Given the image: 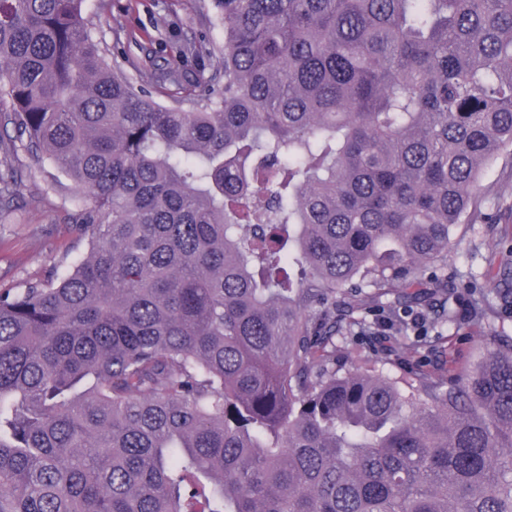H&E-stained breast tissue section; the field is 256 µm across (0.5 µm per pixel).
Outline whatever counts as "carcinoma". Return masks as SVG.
<instances>
[{
	"instance_id": "obj_1",
	"label": "carcinoma",
	"mask_w": 512,
	"mask_h": 512,
	"mask_svg": "<svg viewBox=\"0 0 512 512\" xmlns=\"http://www.w3.org/2000/svg\"><path fill=\"white\" fill-rule=\"evenodd\" d=\"M86 0H0V212L22 147L95 207L87 252L0 289V512H512V338L413 382L336 363L388 298L512 306L441 278L512 159V0H211L224 91L109 65Z\"/></svg>"
}]
</instances>
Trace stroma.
I'll return each instance as SVG.
<instances>
[{"label":"stroma","mask_w":512,"mask_h":512,"mask_svg":"<svg viewBox=\"0 0 512 512\" xmlns=\"http://www.w3.org/2000/svg\"><path fill=\"white\" fill-rule=\"evenodd\" d=\"M209 0H87L86 19L109 63L127 75L136 76L144 63L145 48H152L162 61L195 71L194 61L177 52L180 44L195 43L202 55L220 59L224 49L221 29L209 26ZM15 166L26 178L16 210L0 217V289L22 291L47 280L78 254L87 241L75 228L81 210L91 208L89 198L50 163L26 151H18ZM486 194V221L457 225L454 246L448 253L444 272L457 285L475 282L484 291L497 286L495 267L512 260V210L505 199L512 195V163L498 159L482 178ZM380 337L367 340L350 333L336 338V357L350 369L366 370L384 355L392 353L393 375H412L417 365L439 375L449 366L472 365L483 351L478 329L453 331L445 352L428 348L393 350L395 336L402 328L401 317L393 312L379 316Z\"/></svg>","instance_id":"stroma-1"}]
</instances>
